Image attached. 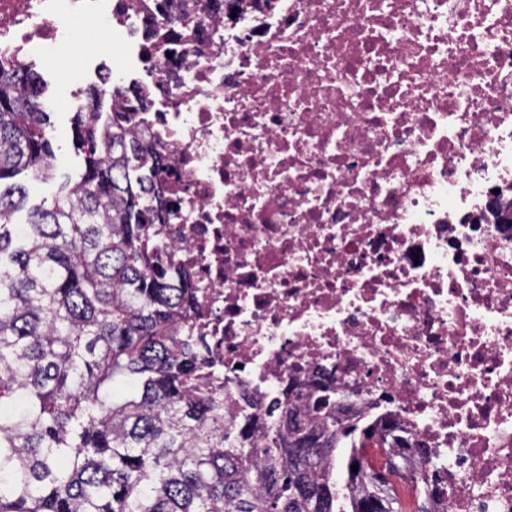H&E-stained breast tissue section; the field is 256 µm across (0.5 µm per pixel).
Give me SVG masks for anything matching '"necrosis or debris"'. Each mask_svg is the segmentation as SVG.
Masks as SVG:
<instances>
[{
	"label": "necrosis or debris",
	"instance_id": "obj_1",
	"mask_svg": "<svg viewBox=\"0 0 512 512\" xmlns=\"http://www.w3.org/2000/svg\"><path fill=\"white\" fill-rule=\"evenodd\" d=\"M88 17L158 143L204 385L328 384L435 452L442 512H512V0H0V69Z\"/></svg>",
	"mask_w": 512,
	"mask_h": 512
}]
</instances>
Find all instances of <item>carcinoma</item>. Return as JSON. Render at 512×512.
Listing matches in <instances>:
<instances>
[{
	"label": "carcinoma",
	"instance_id": "1",
	"mask_svg": "<svg viewBox=\"0 0 512 512\" xmlns=\"http://www.w3.org/2000/svg\"><path fill=\"white\" fill-rule=\"evenodd\" d=\"M73 142L78 179L16 223L17 177L48 181L56 154L41 77L0 72V512H434L431 455L369 464L371 440L408 447L392 426L319 394L224 414L179 335L191 293L184 271L167 283L156 144L116 107L76 113ZM291 412L314 437L300 456ZM296 478L330 491L299 498Z\"/></svg>",
	"mask_w": 512,
	"mask_h": 512
}]
</instances>
